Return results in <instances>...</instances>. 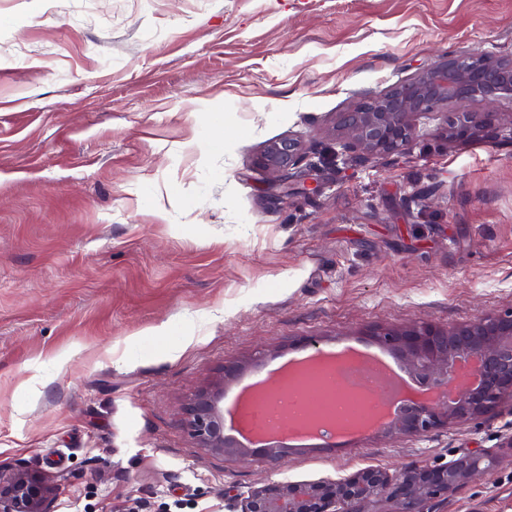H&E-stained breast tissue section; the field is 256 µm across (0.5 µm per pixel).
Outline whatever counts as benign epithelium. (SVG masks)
Instances as JSON below:
<instances>
[{"label":"benign epithelium","mask_w":512,"mask_h":512,"mask_svg":"<svg viewBox=\"0 0 512 512\" xmlns=\"http://www.w3.org/2000/svg\"><path fill=\"white\" fill-rule=\"evenodd\" d=\"M476 101L481 112H448V106ZM444 126L448 143L472 138L495 124L512 126V58L493 60L480 52L443 54L435 63L390 90L342 112L333 126L336 143L358 161L403 153L420 135L418 119ZM303 146L295 138L267 145L260 163L267 169L299 164ZM376 339L395 351L427 386H453L454 399L434 398L415 405L384 427L393 434H424L495 410L512 397V310L475 318L451 328L431 324L384 328ZM224 373L187 403L186 427L199 447L217 455L247 458L258 452L270 461L288 453L280 442L257 450L224 434L219 403ZM492 460L474 453L402 473L368 468L353 476L314 482L273 481L247 493L226 492L229 512H427V505L489 470ZM51 488L28 471L0 484V512H51Z\"/></svg>","instance_id":"benign-epithelium-1"}]
</instances>
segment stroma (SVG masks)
Listing matches in <instances>:
<instances>
[{
  "label": "stroma",
  "mask_w": 512,
  "mask_h": 512,
  "mask_svg": "<svg viewBox=\"0 0 512 512\" xmlns=\"http://www.w3.org/2000/svg\"><path fill=\"white\" fill-rule=\"evenodd\" d=\"M512 57V0H0V474L52 512H228L272 481L488 453L431 512H512V398L425 435L199 448L231 403L374 331L512 309V127L346 161L339 113L439 54ZM295 137L309 193L262 167ZM165 326V335L154 332ZM236 370L224 373L223 378L211 388L201 390L194 394L187 403L186 427L190 436L200 448L217 455H231L247 458L255 452L270 461H277L288 453L287 446L279 441L268 443L262 448H242L234 437L224 434V413L219 403L224 396V383L226 384Z\"/></svg>",
  "instance_id": "obj_1"
}]
</instances>
